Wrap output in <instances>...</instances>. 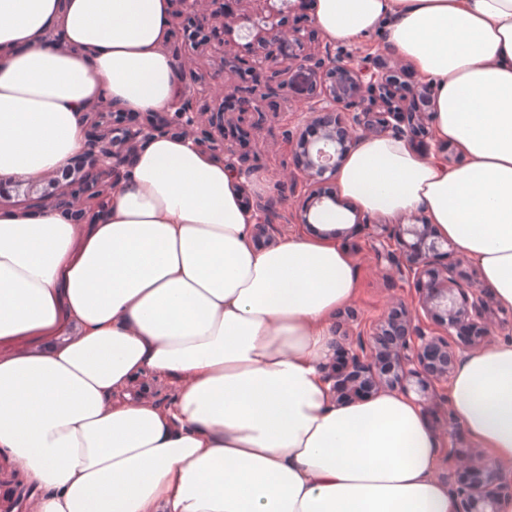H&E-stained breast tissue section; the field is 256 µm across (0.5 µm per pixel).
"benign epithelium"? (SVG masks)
I'll return each instance as SVG.
<instances>
[{
  "label": "benign epithelium",
  "mask_w": 512,
  "mask_h": 512,
  "mask_svg": "<svg viewBox=\"0 0 512 512\" xmlns=\"http://www.w3.org/2000/svg\"><path fill=\"white\" fill-rule=\"evenodd\" d=\"M170 2L173 15L193 17L220 64L206 69L194 54L173 45L182 84L178 111L165 117L142 112L120 133H102L98 126L114 102L101 99L92 111L84 112L90 136L80 148L87 162L81 178L69 180L72 167L67 165L36 182L0 180V198L26 202L35 197L44 206L67 209L81 220L88 208L109 206L112 190L130 167L132 153L155 137L169 135L212 155H227L224 165L250 180L259 168L235 159L225 141V119L210 112L208 105L215 85L232 95L239 91L234 75L246 60L236 53L237 37L246 40L255 71L253 87L239 97L237 120L261 111V101L275 88L285 90L296 81L304 87L307 123L321 128L313 141L299 127L289 133L298 157L294 181L306 195L300 223H310L313 208L326 209L336 203V193L324 187L325 174L336 171L358 139L391 136L416 146L431 137L432 88L419 82L412 99L402 102V77L408 68L381 51L359 57L354 52H338L326 42L314 56L297 53L304 41L300 31L289 26L294 0H262L263 7L256 13L238 8L239 0ZM93 176L102 184L93 197H66V188ZM277 204L272 200L259 209L262 219L254 225L256 233L272 228L279 217ZM355 223L364 225L378 242L376 265L388 263L407 285L416 288L418 300L411 307L402 303L390 307L345 344L333 342L332 363L323 366L333 399L355 403L383 392L407 398L413 392L417 396L413 403L419 409L439 406L436 431L450 441L445 465L454 512H500L501 502L512 499V474L502 471L490 457L454 444L459 424L441 392L448 390L464 359L503 335L505 322L496 320L488 291L458 275L461 259L455 257L452 243L434 235L423 218L384 224L376 216L357 212Z\"/></svg>",
  "instance_id": "7a95c632"
}]
</instances>
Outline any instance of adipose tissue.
I'll return each mask as SVG.
<instances>
[{
    "instance_id": "adipose-tissue-1",
    "label": "adipose tissue",
    "mask_w": 512,
    "mask_h": 512,
    "mask_svg": "<svg viewBox=\"0 0 512 512\" xmlns=\"http://www.w3.org/2000/svg\"><path fill=\"white\" fill-rule=\"evenodd\" d=\"M333 43L376 35L435 93L461 161L360 139L334 174L371 215L423 216L512 309V0H316ZM169 0H0V178L38 180L111 99L174 108ZM60 28L68 50L43 40ZM191 143L140 151L101 223L0 211V461L33 512H453L434 435L397 393L339 406L322 366L354 256L293 234L258 251L259 212ZM164 378L167 403L122 399ZM457 421L512 471V343L471 354Z\"/></svg>"
}]
</instances>
